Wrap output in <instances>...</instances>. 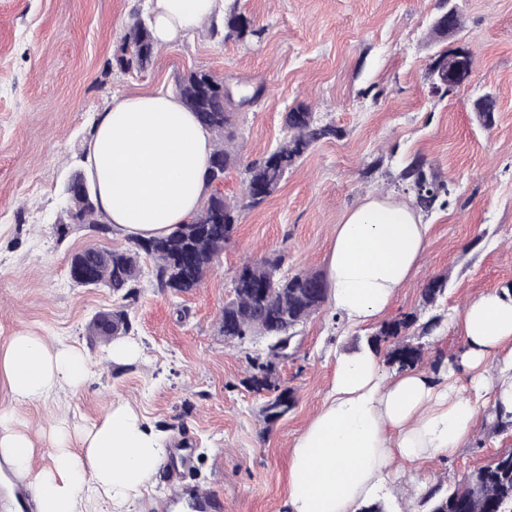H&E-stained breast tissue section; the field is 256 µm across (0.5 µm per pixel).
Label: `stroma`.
<instances>
[{
	"instance_id": "obj_1",
	"label": "stroma",
	"mask_w": 512,
	"mask_h": 512,
	"mask_svg": "<svg viewBox=\"0 0 512 512\" xmlns=\"http://www.w3.org/2000/svg\"><path fill=\"white\" fill-rule=\"evenodd\" d=\"M452 2L464 27L432 43L439 0H224L265 26L261 41H225L204 27L158 49L146 69L123 70L113 56L127 26L149 17L148 0H0V346L13 332L32 330L52 344L84 348L89 360L82 387L17 407L34 442V470L51 463L48 429L58 418L89 426L119 398L169 442L166 463L128 512H167L166 502L180 501L170 477L184 462L190 490L222 496L224 512H287L289 451L322 404L335 355L363 345L377 326L346 325L327 306L313 314L274 371L295 405L268 422L249 383L265 339L228 341L219 329L231 280L245 261L273 253L285 273L326 272L346 211L369 194L404 199L393 179L416 159L452 183L454 201L425 214L426 249L385 318L419 310L425 283L447 276L442 330L430 337L425 359L462 354L456 321L464 306L512 286V0ZM459 45L473 55L470 80L450 96L431 93L433 57ZM195 70L266 88L257 105L234 115L239 165L219 187L228 200L243 197L244 165L283 140L290 108L311 105L341 135L310 149L262 206L240 210L220 261L196 290L158 288L146 256L127 300L77 285L69 277L73 254L128 246L92 225L63 223V189L85 167L97 112L131 93L174 89ZM488 93L497 105L489 128L473 110ZM118 307L128 311L129 338L141 349L133 363L111 362L108 344L87 334L95 315ZM492 421L490 405H482L473 439L408 470L399 490L381 494L387 512H416V485L454 487L512 448V430L495 432Z\"/></svg>"
}]
</instances>
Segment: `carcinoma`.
I'll return each mask as SVG.
<instances>
[{"label": "carcinoma", "mask_w": 512, "mask_h": 512, "mask_svg": "<svg viewBox=\"0 0 512 512\" xmlns=\"http://www.w3.org/2000/svg\"><path fill=\"white\" fill-rule=\"evenodd\" d=\"M265 27L238 7L224 16V39L234 37L259 39ZM120 46L125 56L117 65L129 70L149 65L156 55V45L148 23L138 18L125 31ZM224 80L206 72L192 71L176 87L183 103L196 113L200 122L216 138L210 160L209 184L224 181L225 172L237 165V154L231 144L235 140L232 130L234 111L245 104L257 102L263 88L256 87L245 93L234 87L221 88ZM287 135L276 148L261 160L244 169V200L246 206L257 208L277 191L286 174L317 142L340 136V130L331 123L318 119L309 106L302 103L291 108L284 116ZM74 178L82 183L87 193L70 199L66 210L68 221L79 218L82 224H92L106 233L108 227L98 219L90 184L80 172ZM394 183L413 195L415 203L429 212L451 204L449 185L427 174L424 162L414 160L394 178ZM238 224V207L224 198L219 191L212 192L200 211L174 233L159 238L137 240L122 250L87 248L79 255V263L89 271L97 286L112 291V295L125 300L135 293L142 256L154 263L155 278L160 288L172 292H189L199 287L207 272L219 260L224 245L231 239ZM282 258H263L247 261L232 278L233 297L224 304L220 317V332L227 340H242L247 336H261L267 340L266 361H253L256 370L250 377L255 392L277 389L271 381L279 350L273 345L274 337L296 335L297 328L310 316L320 311L327 300L326 282L318 272H299L291 276L279 273ZM448 280L435 276L421 291L422 304L433 307L443 298ZM443 316L435 314L420 321L413 311L383 323L367 338V344L378 349L388 345L387 363L402 371L418 367L424 362L425 343L440 325ZM131 329L127 312L123 309L98 314L89 326V335L105 339L125 336ZM282 394L265 397L261 412L265 419L274 421L286 414L291 406H282ZM421 505L428 512H512V448L497 453L488 463L472 471L454 488L440 492L435 487L423 495Z\"/></svg>", "instance_id": "carcinoma-1"}]
</instances>
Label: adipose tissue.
Here are the masks:
<instances>
[{"label":"adipose tissue","instance_id":"obj_1","mask_svg":"<svg viewBox=\"0 0 512 512\" xmlns=\"http://www.w3.org/2000/svg\"><path fill=\"white\" fill-rule=\"evenodd\" d=\"M217 15L216 0H151L150 29L164 47ZM213 141L173 91L117 99L99 112L85 173L98 213L114 235L135 241L170 235L201 208ZM430 227L414 203L369 196L347 211L330 246L328 303L347 323L381 318L411 281ZM457 326L465 350L438 369L385 370L375 348L340 355L331 390L296 438L288 466V512H357L401 469L455 452L471 436L484 400L512 415V295L491 291L469 302ZM467 384H459V374ZM88 365L80 349L30 332L0 348V461L27 479L36 512H81L83 500L124 506L150 484L167 456L165 437L128 403L80 433L60 420L50 434V467L31 473L34 446L15 423V405L43 403L78 388Z\"/></svg>","mask_w":512,"mask_h":512}]
</instances>
